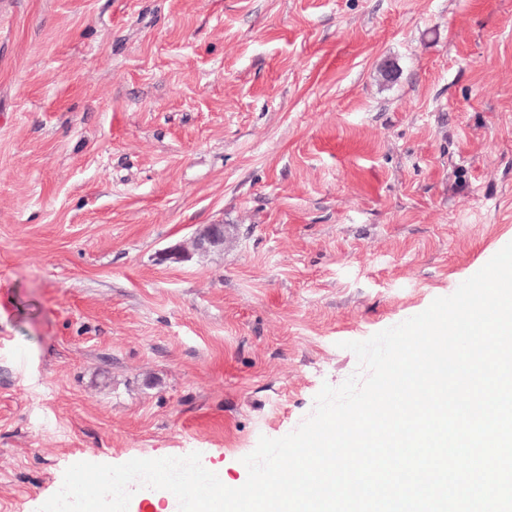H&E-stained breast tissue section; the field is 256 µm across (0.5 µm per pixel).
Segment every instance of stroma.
I'll use <instances>...</instances> for the list:
<instances>
[{"label":"stroma","instance_id":"obj_1","mask_svg":"<svg viewBox=\"0 0 512 512\" xmlns=\"http://www.w3.org/2000/svg\"><path fill=\"white\" fill-rule=\"evenodd\" d=\"M510 242L512 0H0V512L78 462L242 486ZM224 235V224H207L192 239V250L206 252L212 248L223 247Z\"/></svg>","mask_w":512,"mask_h":512}]
</instances>
